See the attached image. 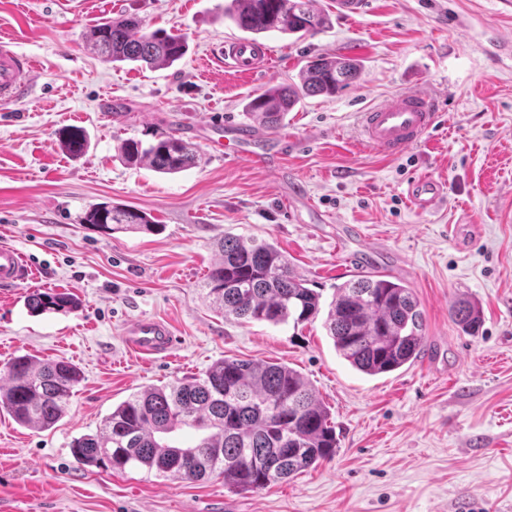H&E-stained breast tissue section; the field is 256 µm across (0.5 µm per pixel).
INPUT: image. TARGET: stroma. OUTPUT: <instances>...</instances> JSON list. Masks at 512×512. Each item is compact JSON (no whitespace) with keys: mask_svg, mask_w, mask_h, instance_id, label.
Wrapping results in <instances>:
<instances>
[{"mask_svg":"<svg viewBox=\"0 0 512 512\" xmlns=\"http://www.w3.org/2000/svg\"><path fill=\"white\" fill-rule=\"evenodd\" d=\"M228 2L0 0V35L37 64L28 96L0 100V246L36 271L0 287V368L30 355L81 373L50 429L0 411V512H512V0H365L352 18L318 0L328 24L261 35L272 65L255 76L225 64V42L245 36L225 19ZM122 14L185 35L186 54L157 70L102 59L89 33ZM336 54L357 59L361 77L288 113L274 130L288 140L279 170L217 148L224 134L211 119L253 126L252 98ZM409 90L444 102L437 128L398 157L365 147L359 113ZM71 126L87 133L77 157L59 141ZM162 132L195 145L199 165L165 175L121 159L124 140ZM420 176L446 184L427 213L408 195ZM102 202L145 211L161 229H88L84 213ZM227 235L275 243L325 305L370 259L420 299L421 359L371 377L337 355L322 319L275 326L215 312L200 286ZM38 290L80 306L30 314ZM461 299L482 311L476 333L450 316ZM140 317L169 323L176 346L129 349L122 328ZM225 358L301 372L330 410L334 457L243 493L219 477L74 458L73 440L132 393L202 377Z\"/></svg>","mask_w":512,"mask_h":512,"instance_id":"stroma-1","label":"stroma"}]
</instances>
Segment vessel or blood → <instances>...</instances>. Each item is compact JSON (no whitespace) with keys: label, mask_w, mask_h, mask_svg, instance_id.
<instances>
[{"label":"vessel or blood","mask_w":512,"mask_h":512,"mask_svg":"<svg viewBox=\"0 0 512 512\" xmlns=\"http://www.w3.org/2000/svg\"><path fill=\"white\" fill-rule=\"evenodd\" d=\"M230 66L236 72L254 75L262 72L269 61V52L249 41H230L225 51ZM31 60L0 45V99L25 97L30 90ZM439 103L436 98L420 91L404 92L390 102L360 113L358 131L371 148L391 156H398L417 144L422 136L437 124ZM240 155L255 164L275 167L282 157L283 138L270 136L259 130L235 124L225 125ZM442 182L423 176L411 187V198L419 210L427 212L443 197ZM30 268L14 248L0 246V285H15L28 279ZM126 345L145 355L168 351L177 343L169 327L151 318L128 322L124 329Z\"/></svg>","instance_id":"1"}]
</instances>
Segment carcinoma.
<instances>
[{
    "mask_svg": "<svg viewBox=\"0 0 512 512\" xmlns=\"http://www.w3.org/2000/svg\"><path fill=\"white\" fill-rule=\"evenodd\" d=\"M224 16L252 34L303 36L329 22L315 0H232ZM89 42L108 61L138 62L150 69L171 65L187 52L182 36L149 31L134 14L97 24ZM359 76L355 60L319 56L302 67L300 82L271 86L253 98L250 115L274 129L302 99L333 97ZM85 144V132L78 127L61 138L72 155L81 154ZM120 152L126 162L163 174L187 170L200 160L192 145L166 133L147 146L127 139ZM83 223L107 234L160 229L148 213L110 203L92 206ZM201 288L226 317L299 325L321 312L320 293L308 287L277 247L243 237H224L220 258ZM26 307L41 315L73 311L79 301L69 293L36 291L27 297ZM451 316L470 332L482 319L479 307L469 301L456 303ZM324 327L336 353L370 376L413 364L425 343L420 300L388 275L359 274L337 286ZM79 381L78 369L68 361L17 356L0 371V410L31 429H49L66 414ZM183 427L207 434L188 446L170 442L168 435ZM71 448L85 466L136 468L190 482L216 474L228 488L249 492L286 482L330 459L337 439L329 409L299 371L276 362L225 358L202 378L131 394L104 417L95 433L75 439Z\"/></svg>",
    "mask_w": 512,
    "mask_h": 512,
    "instance_id": "obj_1",
    "label": "carcinoma"
}]
</instances>
